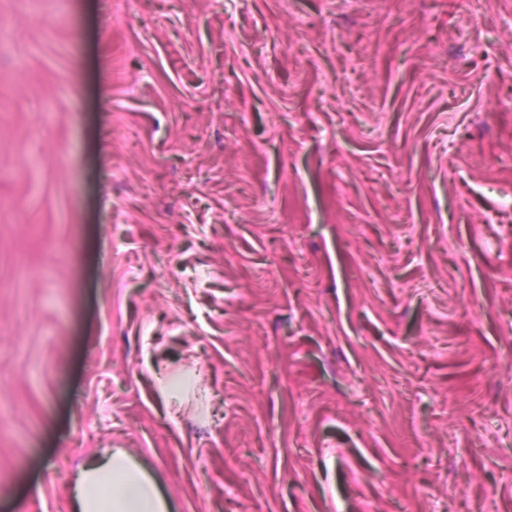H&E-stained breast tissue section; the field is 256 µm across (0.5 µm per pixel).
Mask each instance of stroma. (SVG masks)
I'll return each mask as SVG.
<instances>
[{
	"label": "stroma",
	"instance_id": "stroma-1",
	"mask_svg": "<svg viewBox=\"0 0 512 512\" xmlns=\"http://www.w3.org/2000/svg\"><path fill=\"white\" fill-rule=\"evenodd\" d=\"M106 448L512 512V0H0V512Z\"/></svg>",
	"mask_w": 512,
	"mask_h": 512
}]
</instances>
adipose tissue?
<instances>
[{"label":"adipose tissue","mask_w":512,"mask_h":512,"mask_svg":"<svg viewBox=\"0 0 512 512\" xmlns=\"http://www.w3.org/2000/svg\"><path fill=\"white\" fill-rule=\"evenodd\" d=\"M74 512H169L153 479L124 450L107 449L79 470Z\"/></svg>","instance_id":"1"}]
</instances>
